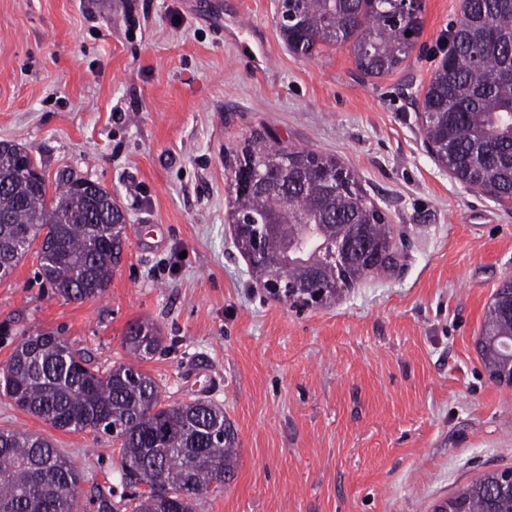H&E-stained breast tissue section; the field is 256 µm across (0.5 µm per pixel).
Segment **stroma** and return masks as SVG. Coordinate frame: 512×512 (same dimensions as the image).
Instances as JSON below:
<instances>
[{"label": "stroma", "mask_w": 512, "mask_h": 512, "mask_svg": "<svg viewBox=\"0 0 512 512\" xmlns=\"http://www.w3.org/2000/svg\"><path fill=\"white\" fill-rule=\"evenodd\" d=\"M460 0H424L395 71L349 44L292 54L278 0H0V141L47 181L98 183L127 216L107 292L67 301L29 250L0 280V362L50 332L106 369L129 324L159 329L140 367L164 402L208 398L237 432L235 474L196 512H433L512 468V382L478 339L512 278V206L455 180L418 118ZM336 157L391 225L393 267L298 308L252 278L228 219L229 156L253 134ZM0 429L36 432L80 472L77 512H131L115 443L0 396Z\"/></svg>", "instance_id": "obj_1"}]
</instances>
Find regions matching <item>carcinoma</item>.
I'll list each match as a JSON object with an SVG mask.
<instances>
[{
	"label": "carcinoma",
	"instance_id": "cac0c4a2",
	"mask_svg": "<svg viewBox=\"0 0 512 512\" xmlns=\"http://www.w3.org/2000/svg\"><path fill=\"white\" fill-rule=\"evenodd\" d=\"M423 0L401 9L395 0H280L288 49L309 57L319 45L348 43L357 69L379 77L399 68L422 30ZM411 36H406V32ZM450 48L433 72L419 117L438 163L459 181L502 203L512 201V0H461ZM30 155L0 141V274L9 276L37 238L41 284L66 301L100 297L120 264L126 217L98 187L97 211L88 196L61 178L53 195L43 175L27 172ZM257 170L273 189L234 183L230 211L237 249L254 251L242 216L276 228L263 240L266 263L257 276L278 281L285 298L304 303L331 285H347L391 260L392 231L368 201L355 174L335 158L284 149L253 138L232 175ZM354 242L345 259L329 258L338 242ZM123 345L136 359L163 351L156 327L136 322ZM482 359L490 373L512 382V280L493 296L482 328ZM0 393L57 429H91L119 442L121 479L147 486L132 512H195L212 486L234 474L236 431L224 408L208 400L162 403L157 381L140 365L104 371L51 332L28 336L0 364ZM494 471L448 498L451 512H512V493ZM81 476L48 439L0 430V512H73Z\"/></svg>",
	"mask_w": 512,
	"mask_h": 512
}]
</instances>
